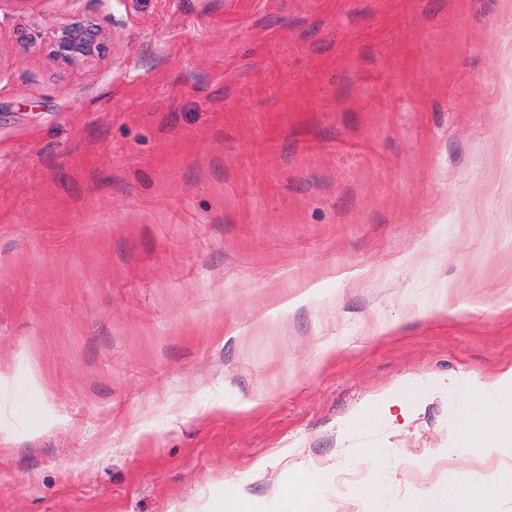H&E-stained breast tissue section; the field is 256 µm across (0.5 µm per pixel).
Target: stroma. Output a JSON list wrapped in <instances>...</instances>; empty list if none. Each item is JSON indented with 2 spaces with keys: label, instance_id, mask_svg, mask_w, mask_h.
Listing matches in <instances>:
<instances>
[{
  "label": "stroma",
  "instance_id": "1",
  "mask_svg": "<svg viewBox=\"0 0 512 512\" xmlns=\"http://www.w3.org/2000/svg\"><path fill=\"white\" fill-rule=\"evenodd\" d=\"M77 18L99 58L20 40ZM510 302L512 0H0V512L297 467L364 512L367 443L397 498L484 482L448 391L512 370ZM400 404L394 390H389L373 399L366 408L348 422V427L359 432L374 433L394 421L391 409Z\"/></svg>",
  "mask_w": 512,
  "mask_h": 512
}]
</instances>
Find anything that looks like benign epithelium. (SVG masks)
Returning a JSON list of instances; mask_svg holds the SVG:
<instances>
[{"instance_id": "benign-epithelium-1", "label": "benign epithelium", "mask_w": 512, "mask_h": 512, "mask_svg": "<svg viewBox=\"0 0 512 512\" xmlns=\"http://www.w3.org/2000/svg\"><path fill=\"white\" fill-rule=\"evenodd\" d=\"M108 33L101 26L73 19L53 26L51 36L40 45L45 55L60 64L77 65L100 56Z\"/></svg>"}]
</instances>
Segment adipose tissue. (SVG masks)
Here are the masks:
<instances>
[{
    "instance_id": "obj_1",
    "label": "adipose tissue",
    "mask_w": 512,
    "mask_h": 512,
    "mask_svg": "<svg viewBox=\"0 0 512 512\" xmlns=\"http://www.w3.org/2000/svg\"><path fill=\"white\" fill-rule=\"evenodd\" d=\"M411 386V380L406 378L396 390L377 396L349 420V428L365 433L385 428L394 419L391 409L397 403V393L406 392ZM449 404L466 407L465 412L455 416L459 445L475 452L512 447V371L490 383L467 384ZM385 454V449L373 447L359 452V461L369 467L357 486L366 512H487L488 504L512 500L511 466L496 470L491 481L480 485L460 480L410 501L399 500L393 496L381 467ZM323 492V478L303 469L292 473L280 493V505L283 512H321Z\"/></svg>"
}]
</instances>
